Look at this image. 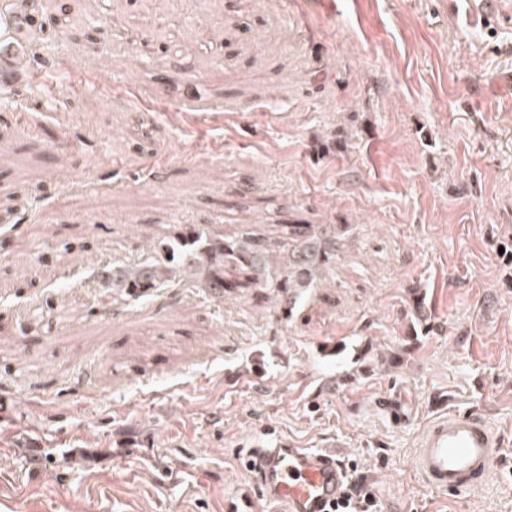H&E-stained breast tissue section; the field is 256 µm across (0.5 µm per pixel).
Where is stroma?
<instances>
[{
	"instance_id": "obj_1",
	"label": "stroma",
	"mask_w": 512,
	"mask_h": 512,
	"mask_svg": "<svg viewBox=\"0 0 512 512\" xmlns=\"http://www.w3.org/2000/svg\"><path fill=\"white\" fill-rule=\"evenodd\" d=\"M477 3L42 0L70 38L0 104V512H224L283 439L379 512H512V0ZM282 224L337 242L292 318L192 272L100 288L174 228L277 259ZM444 411L507 463L457 496L413 465Z\"/></svg>"
}]
</instances>
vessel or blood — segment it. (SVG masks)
<instances>
[{
    "instance_id": "1",
    "label": "vessel or blood",
    "mask_w": 512,
    "mask_h": 512,
    "mask_svg": "<svg viewBox=\"0 0 512 512\" xmlns=\"http://www.w3.org/2000/svg\"><path fill=\"white\" fill-rule=\"evenodd\" d=\"M33 52L20 36L17 16L0 15V85H14L20 65ZM499 435L474 412L453 413L430 422L421 433L415 469L424 484L439 492L482 486L500 459ZM253 484L281 512H332L345 490L347 470L329 451H312L281 441L246 452Z\"/></svg>"
}]
</instances>
